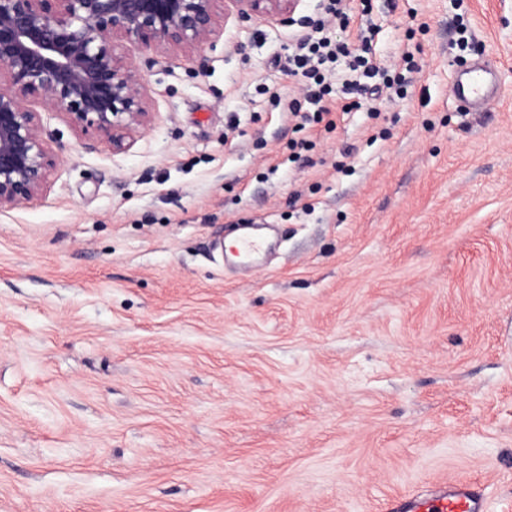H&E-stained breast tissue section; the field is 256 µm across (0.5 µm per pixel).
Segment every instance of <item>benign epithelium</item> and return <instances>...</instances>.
<instances>
[{
    "label": "benign epithelium",
    "mask_w": 512,
    "mask_h": 512,
    "mask_svg": "<svg viewBox=\"0 0 512 512\" xmlns=\"http://www.w3.org/2000/svg\"><path fill=\"white\" fill-rule=\"evenodd\" d=\"M298 0H0V211L46 188L59 157L45 136L39 100L114 152L151 121L145 67L190 57L224 34L219 18L291 19Z\"/></svg>",
    "instance_id": "1"
}]
</instances>
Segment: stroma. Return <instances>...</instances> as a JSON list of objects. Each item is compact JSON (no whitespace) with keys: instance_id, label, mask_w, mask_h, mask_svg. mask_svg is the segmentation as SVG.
<instances>
[{"instance_id":"stroma-1","label":"stroma","mask_w":512,"mask_h":512,"mask_svg":"<svg viewBox=\"0 0 512 512\" xmlns=\"http://www.w3.org/2000/svg\"><path fill=\"white\" fill-rule=\"evenodd\" d=\"M287 23L145 72L126 152L40 112L59 163L0 212V512H391L462 479L512 512V0H374L420 66L311 130ZM484 59L502 93L450 94ZM272 224L274 258L213 243ZM255 225H238L235 243L224 249V264L249 266L258 262V257L266 248L265 242L255 234Z\"/></svg>"}]
</instances>
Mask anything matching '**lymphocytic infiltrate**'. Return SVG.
Here are the masks:
<instances>
[{"mask_svg":"<svg viewBox=\"0 0 512 512\" xmlns=\"http://www.w3.org/2000/svg\"><path fill=\"white\" fill-rule=\"evenodd\" d=\"M362 20L346 12L343 0H325L326 16L307 20L304 30L294 35V47L283 70L304 80L301 98L288 102V114L303 122H325L337 126L336 113L361 110L376 113L373 96L389 90L405 97L408 76L418 66L410 52H403V69L379 60L372 42L379 28L370 16L371 0H361Z\"/></svg>","mask_w":512,"mask_h":512,"instance_id":"1","label":"lymphocytic infiltrate"}]
</instances>
